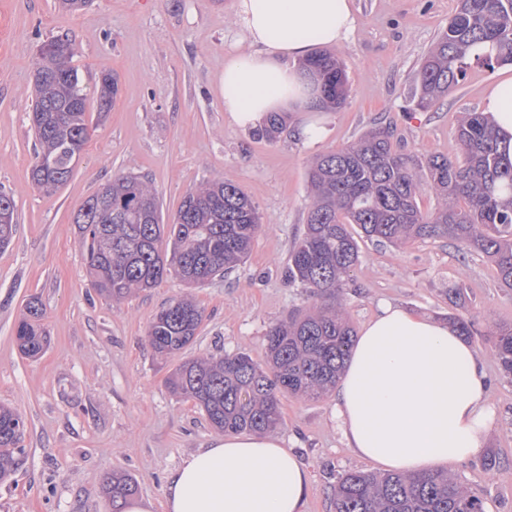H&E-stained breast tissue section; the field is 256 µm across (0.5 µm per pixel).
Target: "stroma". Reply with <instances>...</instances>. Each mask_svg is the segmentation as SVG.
Instances as JSON below:
<instances>
[{
	"label": "stroma",
	"mask_w": 512,
	"mask_h": 512,
	"mask_svg": "<svg viewBox=\"0 0 512 512\" xmlns=\"http://www.w3.org/2000/svg\"><path fill=\"white\" fill-rule=\"evenodd\" d=\"M458 0H353L356 24L330 51L341 61L345 106L319 113L321 138L301 140L302 113L288 115L274 141L237 126L224 110V61L240 49L233 0H89L80 12L59 0H0V189L17 208L16 233L0 248V405L26 427L17 468L0 480V512H112L106 476L130 474L141 497L164 512L169 475L181 460L219 438L190 398L167 379L183 361L217 352L247 353L264 363L270 326L308 305L288 278L294 241L311 203L308 172L319 155L391 127L395 149L452 160L463 113L483 111L495 69L470 62L447 97L428 110L414 98L423 56L448 24ZM69 34L86 87L102 71L117 79L109 111L87 105L89 139L68 183L55 194L30 179L38 144L30 111L35 52ZM119 175L149 180L164 223L184 196L212 180L237 184L263 228L243 264L201 287L167 277L119 303L90 285L73 216L102 184ZM350 288L339 297L362 328L387 301L441 322L474 323L470 343L482 356L496 417L481 458L451 468L484 500L486 512H512V375L503 371L491 332L512 322V289L492 264L446 239L402 246L360 239ZM461 288L460 300L449 289ZM183 295L204 310L194 341L173 357L146 340L155 315ZM38 298L49 343L31 359L14 337L27 302ZM335 394L281 399L275 434L307 466L304 512H333L330 487L348 471L376 472L348 448L334 417Z\"/></svg>",
	"instance_id": "35a3bbf8"
}]
</instances>
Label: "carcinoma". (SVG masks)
<instances>
[{"mask_svg":"<svg viewBox=\"0 0 512 512\" xmlns=\"http://www.w3.org/2000/svg\"><path fill=\"white\" fill-rule=\"evenodd\" d=\"M35 57V99L31 121L38 149L31 170L34 186L50 195L71 178L89 138L88 93L72 65L75 42L50 39ZM489 67L512 63V0H458L448 26L424 56L417 72L416 106L426 110L457 85L470 61ZM323 109L347 99L345 70L327 52L302 63ZM117 82L101 74L96 89L99 110H109ZM288 113L272 112L261 136L277 139ZM393 132L374 128L357 141L320 156L310 168L312 191L305 229L295 242L288 277L321 301L307 313L298 310L267 333L266 366L245 353L182 362L168 378L173 392L196 401L210 425L231 433H267L281 422L280 396L315 400L336 387L354 343V328L336 307V297L359 261L363 237L399 245L409 239H449L483 254L497 279L512 288V162L500 151L498 134L482 112L466 113L457 128L463 159L432 155L424 160L392 147ZM44 154L53 164L41 163ZM425 173L440 198L420 209L418 173ZM85 264L96 291L120 301L173 275L187 285H202L244 262L262 229L249 196L228 181L190 191L169 224L163 223L156 190L137 176L105 184L73 216ZM16 230V204L0 191V247ZM37 299L15 326L20 352L40 356L48 344ZM203 310L193 300L172 301L151 322L146 338L160 356L180 353L196 337ZM504 371L512 374V324L491 332ZM25 422L0 405V479L23 452ZM104 492L112 512H123L138 493L126 474L106 478ZM334 512H484L482 499L445 472L377 476L349 471L332 486Z\"/></svg>","mask_w":512,"mask_h":512,"instance_id":"cac0c4a2","label":"carcinoma"}]
</instances>
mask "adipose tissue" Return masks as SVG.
Masks as SVG:
<instances>
[{"label":"adipose tissue","instance_id":"ef3b65f1","mask_svg":"<svg viewBox=\"0 0 512 512\" xmlns=\"http://www.w3.org/2000/svg\"><path fill=\"white\" fill-rule=\"evenodd\" d=\"M248 52L224 63V109L241 127L273 112H311L299 66L313 45L353 30L351 0H234ZM485 111L512 158V64L485 90ZM347 445L385 469L420 474L478 457L494 418L483 359L448 325L387 302L367 321L336 386ZM305 465L270 434H225L185 456L166 512H303Z\"/></svg>","mask_w":512,"mask_h":512}]
</instances>
